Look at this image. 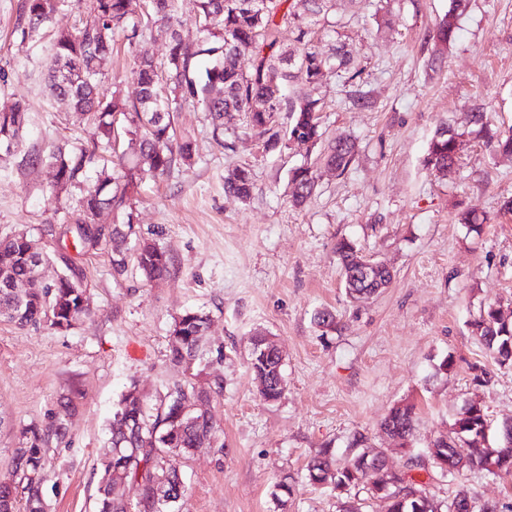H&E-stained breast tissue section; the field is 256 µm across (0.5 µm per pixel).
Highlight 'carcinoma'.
<instances>
[{
    "instance_id": "obj_1",
    "label": "carcinoma",
    "mask_w": 512,
    "mask_h": 512,
    "mask_svg": "<svg viewBox=\"0 0 512 512\" xmlns=\"http://www.w3.org/2000/svg\"><path fill=\"white\" fill-rule=\"evenodd\" d=\"M62 0H27V22L21 29L27 37L48 21L60 8ZM336 0H196V18L202 33L200 41L185 43L175 28L173 0H89V19L74 35L56 38L48 65L52 93L67 100L76 112L91 117L92 137L69 149L57 146L31 155L34 164H46L56 171L57 187L76 188L82 192L74 223L84 224L89 215L110 209L122 222L112 225L110 237L99 239L88 232L78 234L84 246H103L111 251L112 269L122 274L128 267L126 245L136 236L133 224L135 193L144 171L168 172L174 165L190 162L195 154L192 140L177 138L174 113L182 104L196 102L208 112L214 130L224 129V115L244 113L245 129L265 138L268 153L282 151L296 140L319 148L315 164L343 172L356 154L355 142L347 137L324 141L319 114L325 102L320 88L331 75L344 72L348 81L360 77L353 67V57L346 43L339 41L325 48L312 42L310 35L320 21H328ZM466 0H449L448 11L429 38L446 47L457 36L458 21ZM157 22L167 25L170 48L165 60L149 55H134L131 77L139 88L130 101L116 89L108 97L99 91L100 65L112 54L113 36L123 33L129 48H134L145 27ZM295 34L296 45L290 48L281 35ZM289 112L291 122L282 131L275 122L281 111ZM27 123V107L15 102L0 111V147L16 144ZM470 123L480 126L488 141L499 152L512 155V131H492L483 112L471 115ZM458 133L455 128L440 126L428 146L427 169L448 176L458 166ZM99 171L97 183L88 186V173ZM294 206L304 205L314 195L316 180L312 167L300 166L291 172L288 182ZM253 181L248 168L237 167L224 176V191L241 201L252 196ZM25 243L13 235L0 239V315L19 326L48 325L56 320L78 321L84 312L72 297L70 284L82 280V271L67 268L57 282L30 289L23 296L14 286L28 278L30 268L24 259ZM335 252L341 264L347 293L371 296L376 289L354 278V258L360 249L349 240L336 242ZM134 260L142 276L161 280L170 270L166 251L154 243H137ZM208 315L186 311L174 319L169 336V362L184 370L202 356L200 332ZM487 349L500 366L512 365V322L502 319L492 307L484 309L473 323ZM250 367L264 384L260 396L266 401L279 400L286 384L282 357L276 346L263 334L252 339ZM197 382L193 375L169 383L152 405L140 399L133 384L122 395L117 412L139 422L138 431L126 436L111 430V447H120L117 459L100 463L97 487L98 512H129V503L110 496L112 467L122 465L126 480L137 492L138 501L152 497V484L162 477L172 488L185 491L171 457L195 450L198 440L216 435L213 417L191 409ZM414 405L394 406L381 423V429L399 439L404 448L415 430ZM488 420L482 406L472 404L459 413L453 424L455 441L436 442L429 449L433 463L446 475L456 476V467L498 470L512 473V442L500 437V445L487 451ZM49 438L34 427L21 432L15 449L14 466L27 492L26 512H40L43 498L41 470L43 448ZM472 448L463 458L457 443ZM378 474L371 491L391 499L389 512H442V504L428 499L413 476L390 472L381 452L362 451L353 457L352 468H334L328 449L313 456L306 466L310 484L328 487L336 493L340 512H361L349 501L351 490L359 486L367 470ZM447 512H500L495 504H479L475 498L455 495Z\"/></svg>"
}]
</instances>
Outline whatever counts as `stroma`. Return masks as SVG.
<instances>
[{
  "instance_id": "35a3bbf8",
  "label": "stroma",
  "mask_w": 512,
  "mask_h": 512,
  "mask_svg": "<svg viewBox=\"0 0 512 512\" xmlns=\"http://www.w3.org/2000/svg\"><path fill=\"white\" fill-rule=\"evenodd\" d=\"M88 0H64L59 12L29 38L17 27L26 0H0V110L28 106L27 133L0 158V237L26 231L53 260L47 278L65 262L83 271L88 312L73 328L19 327L0 320V478L13 472L20 432L54 427L67 416L65 436L51 438L42 470L49 512H96L99 465L110 450L117 403L137 384L155 403L182 368L168 360L174 317L195 309L210 317L207 353L192 370L220 378L224 392L210 409L220 426L213 442L177 466L187 493L180 512H278L271 492L281 479L294 487L287 512H338L328 489L310 485L306 465L328 448L336 468L347 467L356 441L411 469L428 496L450 503L459 490L512 512V475L471 469L443 476L428 450L448 434L467 402L484 406L489 447L512 419V366H500L471 327L484 306L512 308V156L495 152L468 117L486 113L493 127L512 128V0H469L445 61L429 69L435 51L428 34L448 0H336L339 38L363 74L355 105L341 80L322 89L327 138L355 139L358 152L343 174L318 167L317 189L291 206L288 172L308 155L289 144L265 152L258 136L242 134L241 114L224 118L215 140L210 116L186 103L177 131L191 136V164L155 176L144 173L135 224L171 258L169 275L147 282L136 266L112 271L107 251L81 245L72 223L79 193L53 187V171L30 155L84 143L83 116L51 95L47 64L58 32L75 31ZM166 28L146 29L136 48L122 36L102 64L103 92L134 97V52L164 59ZM461 132L456 173L441 179L425 166L440 124ZM248 164L253 194L243 202L224 191V176ZM485 212L480 231L459 223L469 208ZM354 241L384 261L393 280L381 293L350 299L335 245ZM337 315L321 333L316 309ZM265 332L283 357L282 398L261 399L249 367L251 339ZM491 379L476 382L479 369ZM70 399L69 410L60 403ZM402 402L416 407L407 448L380 424Z\"/></svg>"
}]
</instances>
